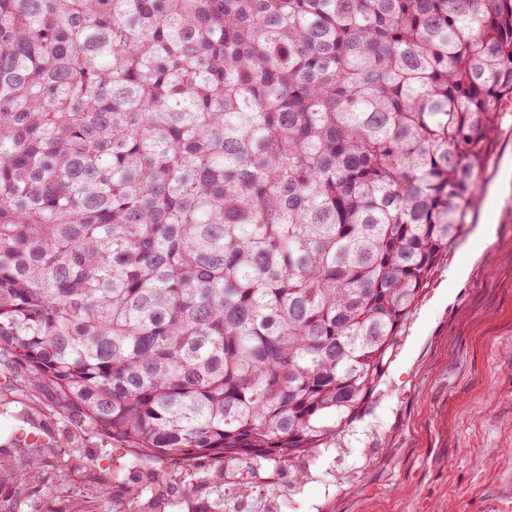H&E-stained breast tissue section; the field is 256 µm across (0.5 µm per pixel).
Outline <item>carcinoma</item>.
<instances>
[{"label": "carcinoma", "instance_id": "obj_1", "mask_svg": "<svg viewBox=\"0 0 512 512\" xmlns=\"http://www.w3.org/2000/svg\"><path fill=\"white\" fill-rule=\"evenodd\" d=\"M512 100V0H0V365L164 512L364 415ZM0 485L58 440L24 406Z\"/></svg>", "mask_w": 512, "mask_h": 512}]
</instances>
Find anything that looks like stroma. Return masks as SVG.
Instances as JSON below:
<instances>
[{"instance_id":"35a3bbf8","label":"stroma","mask_w":512,"mask_h":512,"mask_svg":"<svg viewBox=\"0 0 512 512\" xmlns=\"http://www.w3.org/2000/svg\"><path fill=\"white\" fill-rule=\"evenodd\" d=\"M473 221L435 271L370 409L303 483L265 463L224 512H512V101Z\"/></svg>"}]
</instances>
